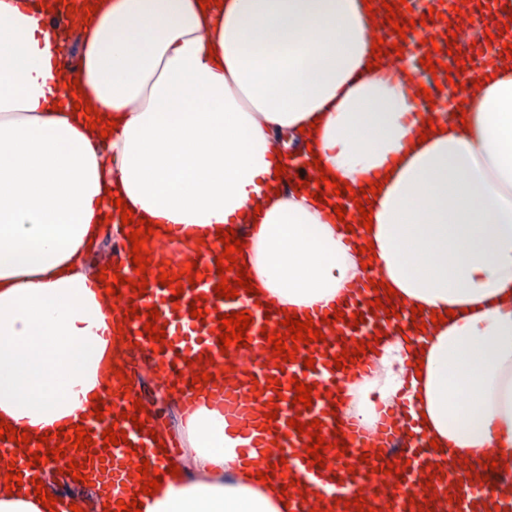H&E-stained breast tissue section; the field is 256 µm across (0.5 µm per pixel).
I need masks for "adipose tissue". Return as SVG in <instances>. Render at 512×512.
<instances>
[{"label": "adipose tissue", "instance_id": "1", "mask_svg": "<svg viewBox=\"0 0 512 512\" xmlns=\"http://www.w3.org/2000/svg\"><path fill=\"white\" fill-rule=\"evenodd\" d=\"M50 22L37 0H0V421L70 436L92 420L123 315L91 259L110 236L131 250L113 198L185 255L239 231L260 298L290 312L362 279L322 204L275 178L291 149L353 189L381 183L372 229L354 231L375 245L374 280L427 323L418 343L409 324L382 336L346 418L370 429L404 401L438 457L512 464V68L424 137L405 79L371 66L364 0H99L68 69L116 121L104 138L56 94ZM180 428L179 473L138 495L141 512H294L223 409L201 404Z\"/></svg>", "mask_w": 512, "mask_h": 512}]
</instances>
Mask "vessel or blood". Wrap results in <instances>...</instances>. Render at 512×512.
I'll return each instance as SVG.
<instances>
[{"instance_id":"obj_1","label":"vessel or blood","mask_w":512,"mask_h":512,"mask_svg":"<svg viewBox=\"0 0 512 512\" xmlns=\"http://www.w3.org/2000/svg\"><path fill=\"white\" fill-rule=\"evenodd\" d=\"M376 34L385 45L401 42L403 47L412 48L418 55L430 56L432 68H421L419 78L409 81L411 92L428 88L430 100H419L418 110L423 117L434 113L433 102L445 100L448 112H455L460 98L458 86L471 85L475 74H491L498 65L497 59L486 60L480 68H466L463 71H446L448 61L447 34L444 27L436 22L407 29L405 34L394 33L389 23H381ZM201 279L193 286H185L182 295H175L172 289L163 287L158 281L161 264L151 261L146 270L148 282L146 294L133 292L129 286H121V307L136 306L140 317L129 320V333L137 341L139 350L152 352V368L162 381L175 386L181 393L186 406H195L201 399L231 404L239 399H248L250 394H258L262 401H269L274 394H282L279 401L278 417L266 421L263 415L243 416L235 419V426L252 437L255 443L276 439L278 453L286 460L282 471L288 480L306 484L316 492L314 501L304 502L301 512H345L344 502L363 496L373 512H418L417 502L429 497H437L443 512H478L481 502L497 505L498 512H512V488L502 489L499 473H490L488 480L468 478L461 465L448 466L443 480L435 482L433 488H426L430 473L435 472L436 460L429 452L421 432L416 431L414 422L405 417L385 414L380 434L368 439L363 430L345 417H334L333 409L342 408L345 392L349 384L359 375L365 374L370 366L368 354H361L356 363L336 368L335 355L343 349L354 348L356 342L366 340L369 334H381L394 328L396 317L387 316L384 309H372L371 301L376 295L369 278L355 283L344 299L324 307L312 309L313 320L319 321L324 334L323 340L301 345L294 361L285 362L283 368H275L271 359L272 346L263 329L285 333L284 318L277 304H259L247 294L240 292L236 298H220L214 291L222 278H236V271H228L226 276H218L214 256L198 258ZM206 309L204 319L191 317L190 307ZM158 309L161 320L166 321L167 345L163 352L153 353V343L144 328L145 312ZM250 311L252 323L246 332L249 351L255 352L258 359L249 374L256 377L258 386L250 390L220 383L207 391L194 389L192 380L199 374L204 358H213L215 365H222L225 353H237V346L221 350L217 340L221 333L219 317L231 312ZM343 311L344 319L334 320L335 311ZM359 312L365 321L358 326L345 323L346 316ZM314 359L313 368H306L304 359ZM278 379L277 389H268L271 379ZM302 381L312 388L313 404L302 409L295 405V381ZM106 413L103 419L89 423L86 432L93 440L87 451H72L76 462L85 463V473L97 491L102 494H117L124 502H131V494L125 492L128 481L129 464L135 458L148 460L150 470L162 469L165 460L157 451L149 430H136L131 420L125 419V412L131 411L132 400L127 397L124 385L112 383L102 391ZM307 423L320 420L321 433L330 448L326 452L324 467L312 464L306 446L308 435L297 433L289 428V420ZM127 433V441L118 446L105 445L102 433L111 425ZM344 432L347 450L338 454L335 449L337 432ZM37 444L29 448L17 447L15 443L0 442V469L15 464L22 474V492L33 489L32 480L39 475V468L30 466V454L37 451ZM369 454V462H362V454ZM400 456L405 464L400 475L386 474L388 461ZM457 494V501H450V494Z\"/></svg>"}]
</instances>
